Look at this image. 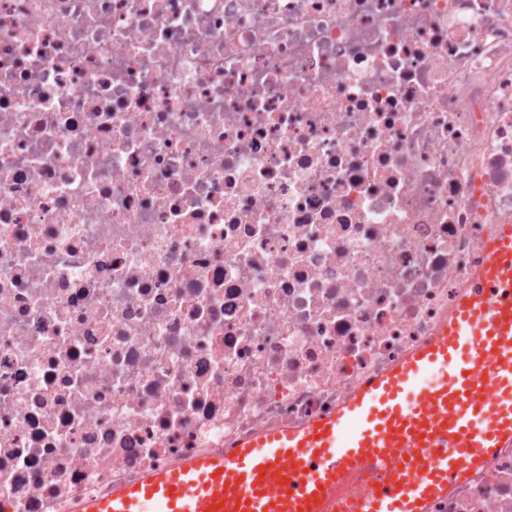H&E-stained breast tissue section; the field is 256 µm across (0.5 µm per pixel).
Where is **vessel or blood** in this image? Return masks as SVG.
I'll return each mask as SVG.
<instances>
[{"instance_id":"b4317fda","label":"vessel or blood","mask_w":512,"mask_h":512,"mask_svg":"<svg viewBox=\"0 0 512 512\" xmlns=\"http://www.w3.org/2000/svg\"><path fill=\"white\" fill-rule=\"evenodd\" d=\"M512 445V224L448 323L331 416L253 433L234 449L145 472L66 512H336L361 471L379 469L360 512L427 505Z\"/></svg>"}]
</instances>
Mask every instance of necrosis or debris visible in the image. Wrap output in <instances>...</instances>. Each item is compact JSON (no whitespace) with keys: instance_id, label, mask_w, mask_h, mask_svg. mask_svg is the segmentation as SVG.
Instances as JSON below:
<instances>
[{"instance_id":"obj_1","label":"necrosis or debris","mask_w":512,"mask_h":512,"mask_svg":"<svg viewBox=\"0 0 512 512\" xmlns=\"http://www.w3.org/2000/svg\"><path fill=\"white\" fill-rule=\"evenodd\" d=\"M511 223L512 0H0V512L332 413Z\"/></svg>"}]
</instances>
